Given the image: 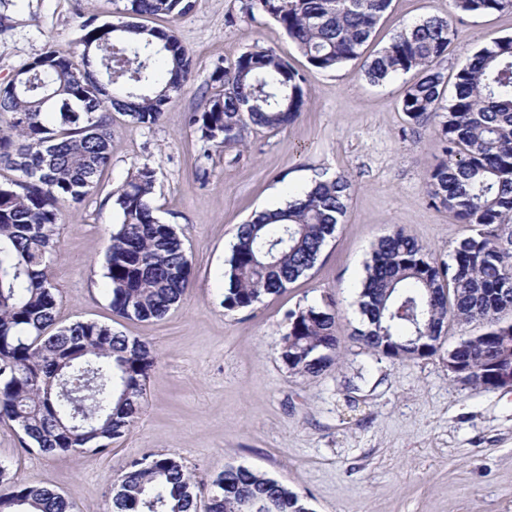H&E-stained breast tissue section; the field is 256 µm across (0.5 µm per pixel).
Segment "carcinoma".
<instances>
[{
  "label": "carcinoma",
  "mask_w": 512,
  "mask_h": 512,
  "mask_svg": "<svg viewBox=\"0 0 512 512\" xmlns=\"http://www.w3.org/2000/svg\"><path fill=\"white\" fill-rule=\"evenodd\" d=\"M114 20L76 14L79 50L49 46L0 86V422L24 448L44 455L105 453L129 432L156 364L151 345L96 321L55 326L57 296L49 270L57 259L60 204L98 188L110 161L112 111L137 127L157 125L182 95L192 56L173 30L197 0H114ZM392 0H249L274 19L308 64L334 70L365 57L378 84L414 74L401 110L412 127L438 124L443 159L426 174L433 205L452 212L471 234L448 261L395 231L378 240L365 264L356 330L364 349L404 362L435 354L444 328L479 324L448 348V363L470 385L496 389L492 365L512 360V37L478 50L445 98L438 62L455 39L450 19L431 16L399 30L364 56ZM464 14L512 13V0H453ZM219 91L188 122L200 151L245 144L254 128L279 130L307 102L306 79L287 59L256 49L216 66ZM156 172L136 168L113 193L121 216L112 229L102 277L117 315L146 321L176 308L191 285L184 242L151 204ZM353 185L320 174L280 208L254 212L238 226L226 260L227 311L278 294L311 270L347 212ZM278 349L288 371L318 377L337 363L334 304L288 313ZM247 496L277 501L279 512H313L306 497L249 467L231 466L210 484L207 512H243ZM0 512H74L56 488L13 481L0 465ZM110 512H198L188 469L164 454L132 460L117 478Z\"/></svg>",
  "instance_id": "carcinoma-1"
}]
</instances>
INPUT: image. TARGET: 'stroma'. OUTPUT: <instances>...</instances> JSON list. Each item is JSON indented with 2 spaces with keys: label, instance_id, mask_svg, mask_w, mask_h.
Listing matches in <instances>:
<instances>
[{
  "label": "stroma",
  "instance_id": "1",
  "mask_svg": "<svg viewBox=\"0 0 512 512\" xmlns=\"http://www.w3.org/2000/svg\"><path fill=\"white\" fill-rule=\"evenodd\" d=\"M247 2L197 0L176 21L148 19L173 27L188 48L191 80L153 127L113 113L98 190L63 207L50 276L57 325L93 320L148 341L156 354L133 427L103 454L48 457L25 451L17 431L0 424V464L17 482L57 487L75 512H109L115 479L148 452L182 461L203 499L217 474L244 465L307 497L314 512H512V388L465 386L449 375L446 349L460 327L448 324L434 355L404 363L353 338L364 263L380 237L403 231L444 260L470 233L427 195L425 174L442 158L435 126L407 124V76L370 84L359 59L312 68ZM113 9L112 0H0V86L48 46L74 45L77 11L106 20ZM427 16L452 17L457 29L439 65L449 83L475 51L512 37V13L463 15L452 0H392L369 51ZM257 48L305 74L307 106L282 130L200 154L189 113L214 92L218 63ZM142 165L155 170L154 204L193 265L183 303L148 321L113 313L101 269L120 221L111 193ZM322 172L347 174L355 191L314 268L283 293L226 311L225 261L238 225L285 206ZM326 299L336 302L339 362L313 379L291 375L276 354L288 312Z\"/></svg>",
  "mask_w": 512,
  "mask_h": 512
}]
</instances>
